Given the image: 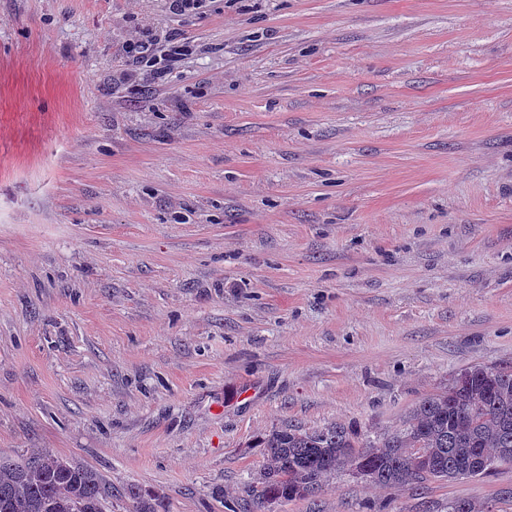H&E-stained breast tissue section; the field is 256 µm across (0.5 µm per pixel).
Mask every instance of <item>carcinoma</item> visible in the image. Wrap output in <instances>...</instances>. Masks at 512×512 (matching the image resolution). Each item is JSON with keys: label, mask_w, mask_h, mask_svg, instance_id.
<instances>
[{"label": "carcinoma", "mask_w": 512, "mask_h": 512, "mask_svg": "<svg viewBox=\"0 0 512 512\" xmlns=\"http://www.w3.org/2000/svg\"><path fill=\"white\" fill-rule=\"evenodd\" d=\"M264 465L248 512L315 495L327 475L410 487L486 477L512 465V366L475 365L419 400L393 430L364 433L335 425L307 431L283 423L257 440ZM128 512H165L137 484L124 489ZM112 483L88 465L46 448L0 457V512H108Z\"/></svg>", "instance_id": "carcinoma-1"}]
</instances>
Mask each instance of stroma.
<instances>
[{"label": "stroma", "instance_id": "35a3bbf8", "mask_svg": "<svg viewBox=\"0 0 512 512\" xmlns=\"http://www.w3.org/2000/svg\"><path fill=\"white\" fill-rule=\"evenodd\" d=\"M473 365L512 366V0H0V456L228 512L275 426ZM457 498L512 512V466L276 512Z\"/></svg>", "mask_w": 512, "mask_h": 512}]
</instances>
